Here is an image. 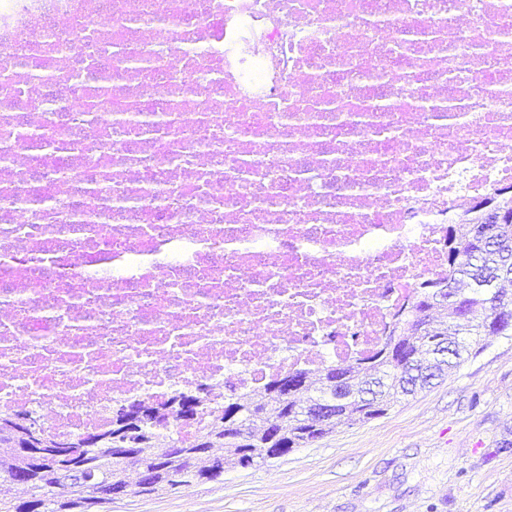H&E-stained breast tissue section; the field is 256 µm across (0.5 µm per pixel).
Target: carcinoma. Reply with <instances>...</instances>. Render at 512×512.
I'll return each mask as SVG.
<instances>
[{
  "instance_id": "1",
  "label": "carcinoma",
  "mask_w": 512,
  "mask_h": 512,
  "mask_svg": "<svg viewBox=\"0 0 512 512\" xmlns=\"http://www.w3.org/2000/svg\"><path fill=\"white\" fill-rule=\"evenodd\" d=\"M512 214V200L474 206L450 229L454 246L448 250V277L429 281L414 301L397 314L386 342L363 362L333 364L311 374L289 372L295 384L283 392L280 381L265 389L264 396L230 395L224 398L223 416L210 415L195 439L210 448L222 449L226 468L248 467L267 462L276 455L277 444L269 442L266 424L281 423L288 443L294 448L330 433L338 424L355 425L378 418L401 400L432 383L445 372L460 367L467 357L484 348L488 333L512 336V321L501 313L512 308V259L495 250L477 251L479 230L486 209ZM327 399L335 401L334 416L328 420L310 418L309 405ZM172 421L156 429L148 420L139 429L154 436L153 444L140 447L129 460L113 449L125 448L134 434L121 426L103 432L106 443L83 447V438L58 440L39 426L31 429L39 447L20 451L12 431L0 424V484H15L25 471L27 499L0 497V512H57V501L69 493L79 499H93L115 481H125L138 471L156 472L152 494L171 490L207 475L209 455L201 452L174 458L167 452L173 442Z\"/></svg>"
}]
</instances>
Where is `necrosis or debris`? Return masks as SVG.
<instances>
[{"instance_id": "obj_1", "label": "necrosis or debris", "mask_w": 512, "mask_h": 512, "mask_svg": "<svg viewBox=\"0 0 512 512\" xmlns=\"http://www.w3.org/2000/svg\"><path fill=\"white\" fill-rule=\"evenodd\" d=\"M510 190L512 0H0V412L365 356Z\"/></svg>"}]
</instances>
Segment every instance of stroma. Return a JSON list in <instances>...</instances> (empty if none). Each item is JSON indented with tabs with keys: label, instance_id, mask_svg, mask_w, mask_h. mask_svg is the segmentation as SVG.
I'll use <instances>...</instances> for the list:
<instances>
[{
	"label": "stroma",
	"instance_id": "stroma-1",
	"mask_svg": "<svg viewBox=\"0 0 512 512\" xmlns=\"http://www.w3.org/2000/svg\"><path fill=\"white\" fill-rule=\"evenodd\" d=\"M386 415L103 512H512V337Z\"/></svg>",
	"mask_w": 512,
	"mask_h": 512
}]
</instances>
